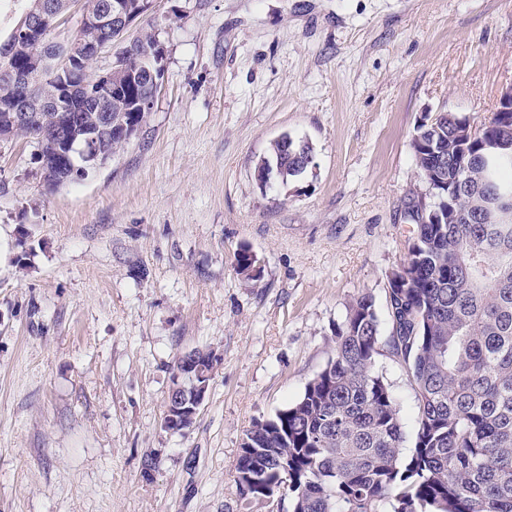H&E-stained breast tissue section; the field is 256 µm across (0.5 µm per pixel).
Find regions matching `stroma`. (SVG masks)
Returning <instances> with one entry per match:
<instances>
[{"label": "stroma", "mask_w": 512, "mask_h": 512, "mask_svg": "<svg viewBox=\"0 0 512 512\" xmlns=\"http://www.w3.org/2000/svg\"><path fill=\"white\" fill-rule=\"evenodd\" d=\"M143 22L161 92L111 163L50 194L30 140L0 146V512H268L239 495L240 443L323 369L353 298L383 303L417 125L484 122L512 85V0H156ZM285 134L314 164L261 186ZM208 348L209 395L170 433L176 361ZM375 369L412 425L406 373Z\"/></svg>", "instance_id": "stroma-1"}]
</instances>
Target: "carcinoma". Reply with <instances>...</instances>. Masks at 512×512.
I'll list each match as a JSON object with an SVG mask.
<instances>
[{"mask_svg":"<svg viewBox=\"0 0 512 512\" xmlns=\"http://www.w3.org/2000/svg\"><path fill=\"white\" fill-rule=\"evenodd\" d=\"M24 2L0 50L42 9L43 0ZM114 63L112 114L130 117L147 91V57ZM104 108L102 98L79 107L78 121L116 153L126 141L100 129ZM466 130L467 118L448 112L434 147L413 148L421 182L443 174L436 192L448 199V218L429 224L418 200L405 202L411 238L387 276L384 318L371 295L355 298L325 367L295 402L246 431L234 466L252 476L236 480L246 503L283 487L291 512H512V115L486 132L502 157L493 169L484 140ZM56 132L65 128L46 115L14 137L33 139L47 157ZM268 154L257 167L261 183L276 171L288 181L313 163L302 140L288 139L286 149L276 140ZM74 166H86L78 154L55 177L84 179ZM384 349L416 399L407 453L397 399L374 370Z\"/></svg>","mask_w":512,"mask_h":512,"instance_id":"obj_1","label":"carcinoma"}]
</instances>
